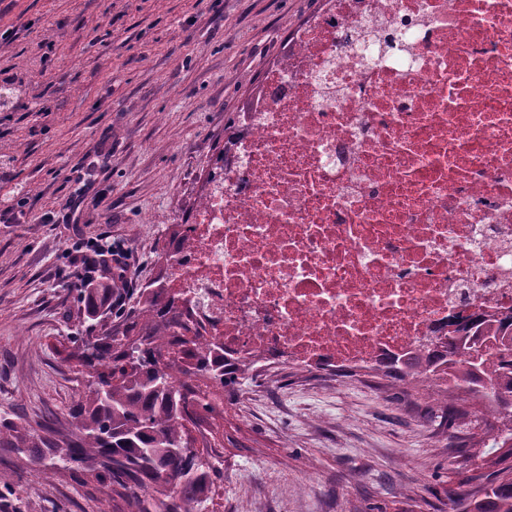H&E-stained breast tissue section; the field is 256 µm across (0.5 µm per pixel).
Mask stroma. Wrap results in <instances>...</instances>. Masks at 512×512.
<instances>
[{"label":"stroma","instance_id":"1","mask_svg":"<svg viewBox=\"0 0 512 512\" xmlns=\"http://www.w3.org/2000/svg\"><path fill=\"white\" fill-rule=\"evenodd\" d=\"M319 0H0V421L71 433L87 390L67 248L111 237L129 287L159 261L288 36ZM82 165L84 180L72 168ZM85 201L71 222L59 210ZM413 383L254 368L200 425L204 512H450L493 471L497 418L440 419ZM0 512H129L111 488L0 447Z\"/></svg>","mask_w":512,"mask_h":512}]
</instances>
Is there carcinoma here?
<instances>
[{
	"label": "carcinoma",
	"mask_w": 512,
	"mask_h": 512,
	"mask_svg": "<svg viewBox=\"0 0 512 512\" xmlns=\"http://www.w3.org/2000/svg\"><path fill=\"white\" fill-rule=\"evenodd\" d=\"M105 272L103 287L81 293L101 335L75 340L76 357L96 380L70 410L74 438L41 436L3 421L0 446L26 450L36 463L53 454L66 469L112 488L132 512H202L220 467L206 456L189 461L179 455L189 435L184 414L196 425L201 413L213 410L192 378L231 391L256 360L182 338L188 326L162 285L129 288L123 275L108 266ZM131 298V307L122 305ZM450 335L454 340L423 352L386 356L377 371L404 380L417 370L447 395L512 397V315H478ZM491 447L500 449L498 469L467 480L477 487L470 512H512V428L493 435ZM187 466L195 475L183 480Z\"/></svg>",
	"instance_id": "obj_1"
}]
</instances>
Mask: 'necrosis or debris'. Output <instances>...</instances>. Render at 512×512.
Wrapping results in <instances>:
<instances>
[{
	"label": "necrosis or debris",
	"instance_id": "1",
	"mask_svg": "<svg viewBox=\"0 0 512 512\" xmlns=\"http://www.w3.org/2000/svg\"><path fill=\"white\" fill-rule=\"evenodd\" d=\"M185 230L166 290L241 357L345 372L512 315V0H323Z\"/></svg>",
	"mask_w": 512,
	"mask_h": 512
}]
</instances>
